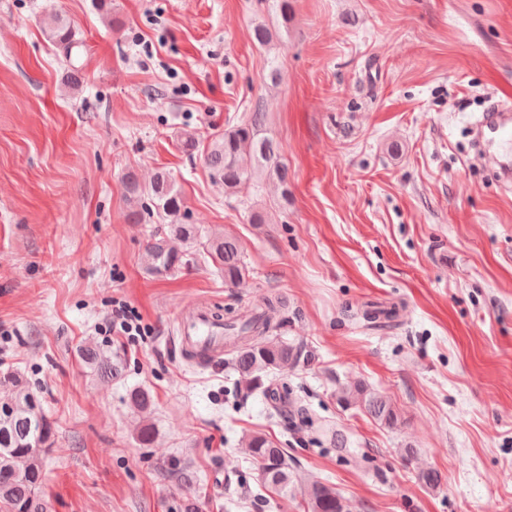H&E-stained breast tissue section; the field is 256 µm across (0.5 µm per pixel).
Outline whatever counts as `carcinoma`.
<instances>
[{"instance_id": "obj_1", "label": "carcinoma", "mask_w": 512, "mask_h": 512, "mask_svg": "<svg viewBox=\"0 0 512 512\" xmlns=\"http://www.w3.org/2000/svg\"><path fill=\"white\" fill-rule=\"evenodd\" d=\"M45 32L48 40L61 49L68 64H73L79 42L71 22L56 13L49 16ZM265 113L255 109L236 125L218 133L205 154V163L213 181L224 186V194L236 195L266 178L277 179L288 197V168L281 163L279 148L264 130ZM133 197L141 200L139 209L131 212L132 219L142 224L154 219L166 224L184 244L178 252L168 247L163 238H153L147 246L150 269L158 274L180 265L197 262L190 247L200 236L199 228L185 222L183 199L175 181L166 173H157L149 186L142 188L129 182ZM207 256L224 271V284L236 285L245 277L247 267L242 249L234 236H214L207 239ZM282 306L278 296L268 297L263 305L224 319L227 343L234 348L231 364L239 381L250 389L263 388V378L269 374L296 366L300 350L274 336L279 324L269 312ZM381 317H396V308H381L373 304L363 311L367 322ZM84 362L101 373L119 374L113 368L112 357L94 346L82 350ZM0 386L11 394L0 398V505L5 512H45L38 496L43 481L42 457L54 442L57 423L44 410L29 383L13 371L0 373ZM337 400L345 407L357 406L380 423L393 426L398 415L391 400L363 383L339 389ZM319 432L330 446L343 450L347 436L328 424ZM250 455L259 466L263 486L282 497H288L296 475L288 467L284 450L270 437L257 433L247 440ZM305 512H349L345 499L333 487L313 482L308 488Z\"/></svg>"}]
</instances>
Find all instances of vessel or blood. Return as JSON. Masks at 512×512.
<instances>
[{
  "label": "vessel or blood",
  "instance_id": "b4317fda",
  "mask_svg": "<svg viewBox=\"0 0 512 512\" xmlns=\"http://www.w3.org/2000/svg\"><path fill=\"white\" fill-rule=\"evenodd\" d=\"M476 149L492 154L497 173L512 178V108L496 106L482 113L472 128ZM180 348L196 364L207 367L224 357V324L209 309L195 307L182 315L178 326Z\"/></svg>",
  "mask_w": 512,
  "mask_h": 512
}]
</instances>
